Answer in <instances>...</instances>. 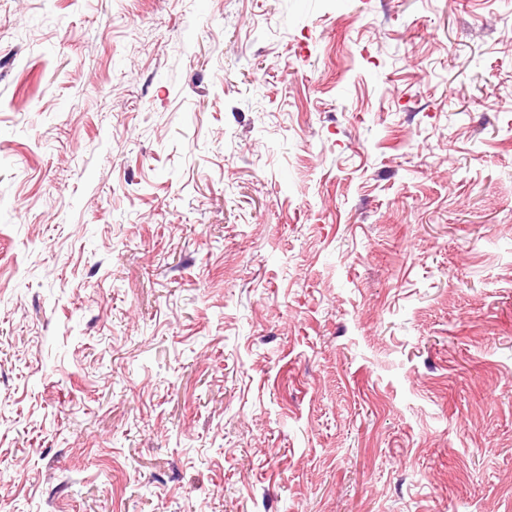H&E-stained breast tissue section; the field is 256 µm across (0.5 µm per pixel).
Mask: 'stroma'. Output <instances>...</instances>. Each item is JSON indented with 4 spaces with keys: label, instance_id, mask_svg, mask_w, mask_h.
Instances as JSON below:
<instances>
[{
    "label": "stroma",
    "instance_id": "1",
    "mask_svg": "<svg viewBox=\"0 0 512 512\" xmlns=\"http://www.w3.org/2000/svg\"><path fill=\"white\" fill-rule=\"evenodd\" d=\"M0 512H512V0H0Z\"/></svg>",
    "mask_w": 512,
    "mask_h": 512
}]
</instances>
